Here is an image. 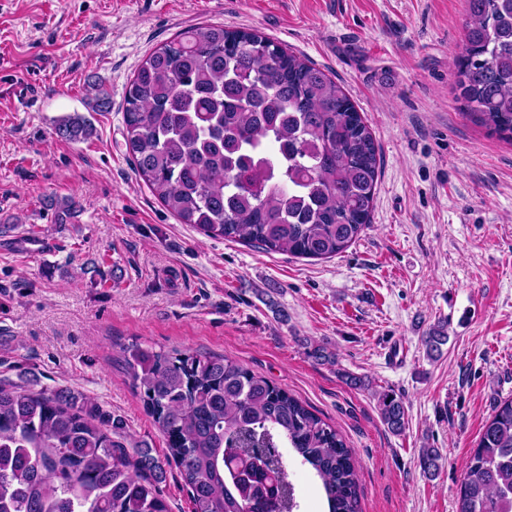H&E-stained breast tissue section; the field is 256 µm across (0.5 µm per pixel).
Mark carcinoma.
<instances>
[{
	"instance_id": "obj_1",
	"label": "carcinoma",
	"mask_w": 512,
	"mask_h": 512,
	"mask_svg": "<svg viewBox=\"0 0 512 512\" xmlns=\"http://www.w3.org/2000/svg\"><path fill=\"white\" fill-rule=\"evenodd\" d=\"M456 85L472 118L512 140V0H467ZM125 147L167 210L205 236L328 259L371 222L379 149L350 97L323 69L245 29L189 28L154 50L124 99ZM56 133L93 135L76 114ZM55 222L76 204L49 200ZM445 326L425 336L429 354ZM133 385L181 469L192 512H297L279 452L320 479L329 512H361L355 460L308 406L236 360L151 346L125 350ZM381 418L406 426L403 398L377 393ZM88 399L0 383V512H170L162 465L130 448ZM441 454L424 448L435 476ZM512 509V397L483 425L457 512Z\"/></svg>"
}]
</instances>
